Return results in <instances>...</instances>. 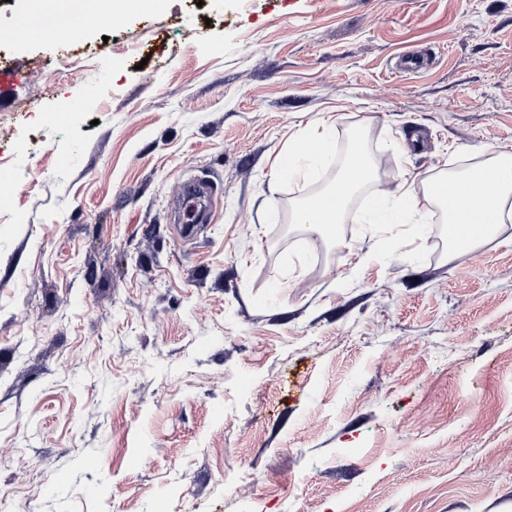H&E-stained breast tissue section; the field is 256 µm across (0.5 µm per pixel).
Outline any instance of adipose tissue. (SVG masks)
<instances>
[{"mask_svg":"<svg viewBox=\"0 0 512 512\" xmlns=\"http://www.w3.org/2000/svg\"><path fill=\"white\" fill-rule=\"evenodd\" d=\"M329 132L312 128L281 155L276 169L293 182L308 181L310 159L327 151ZM373 186L370 218L375 224H402L420 203L437 209L445 224L480 225L477 233H461L450 242V252L472 249L496 237L503 223L512 220V154L500 152L488 162L455 173H439L423 181L421 192L397 186L388 188L377 179V164L360 144L350 154L334 181L320 194L304 201L298 222L307 234L336 238L346 206L363 185Z\"/></svg>","mask_w":512,"mask_h":512,"instance_id":"1","label":"adipose tissue"}]
</instances>
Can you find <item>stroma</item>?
I'll return each instance as SVG.
<instances>
[{"label": "stroma", "instance_id": "35a3bbf8", "mask_svg": "<svg viewBox=\"0 0 512 512\" xmlns=\"http://www.w3.org/2000/svg\"><path fill=\"white\" fill-rule=\"evenodd\" d=\"M26 10L0 4V512H512V222L451 256L439 214L365 223V189L344 246L285 241L335 162L274 172L324 121L393 188L512 153V0H98L73 40Z\"/></svg>", "mask_w": 512, "mask_h": 512}]
</instances>
